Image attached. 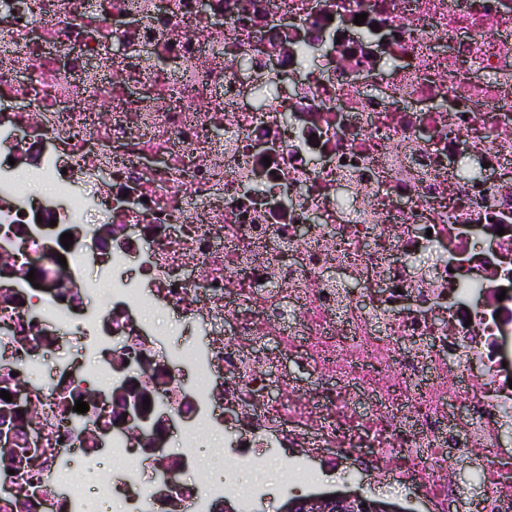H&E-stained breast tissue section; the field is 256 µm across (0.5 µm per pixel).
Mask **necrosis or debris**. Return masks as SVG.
Instances as JSON below:
<instances>
[{"label":"necrosis or debris","mask_w":512,"mask_h":512,"mask_svg":"<svg viewBox=\"0 0 512 512\" xmlns=\"http://www.w3.org/2000/svg\"><path fill=\"white\" fill-rule=\"evenodd\" d=\"M0 100V391L59 358L0 512H224L284 454L296 487L351 458L512 512V0H0ZM228 426L227 482L197 476ZM452 471L454 474L450 478L451 482L454 484L458 494H461L458 486L465 488L464 491L467 492L465 500L477 498L483 493L484 487L480 480L482 477L479 468L475 464L470 463L468 459L461 458Z\"/></svg>","instance_id":"necrosis-or-debris-1"}]
</instances>
